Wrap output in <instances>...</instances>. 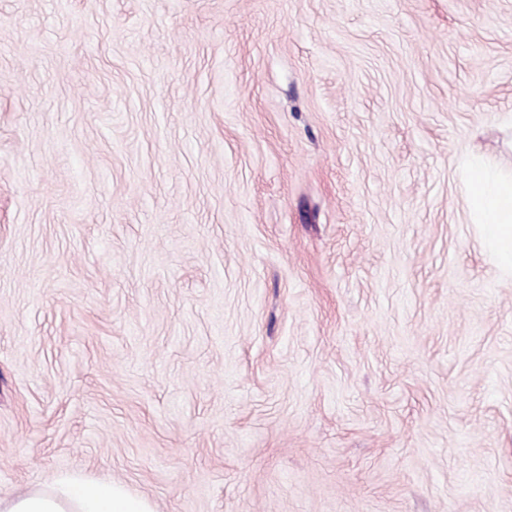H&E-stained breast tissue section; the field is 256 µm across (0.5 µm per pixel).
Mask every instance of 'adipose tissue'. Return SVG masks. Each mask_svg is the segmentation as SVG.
Masks as SVG:
<instances>
[{
	"label": "adipose tissue",
	"instance_id": "ef3b65f1",
	"mask_svg": "<svg viewBox=\"0 0 512 512\" xmlns=\"http://www.w3.org/2000/svg\"><path fill=\"white\" fill-rule=\"evenodd\" d=\"M467 202L477 216L496 268L512 276V180L474 164L466 173ZM0 512H153L150 503L114 484H96L81 477H56L47 491L0 500Z\"/></svg>",
	"mask_w": 512,
	"mask_h": 512
}]
</instances>
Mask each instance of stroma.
Returning a JSON list of instances; mask_svg holds the SVG:
<instances>
[{
	"label": "stroma",
	"instance_id": "35a3bbf8",
	"mask_svg": "<svg viewBox=\"0 0 512 512\" xmlns=\"http://www.w3.org/2000/svg\"><path fill=\"white\" fill-rule=\"evenodd\" d=\"M512 0H0V498L512 512ZM466 193L496 268L512 277V177L503 180L487 167L473 164L466 173ZM1 512H153L150 503L115 484H96L81 477H56L48 491L0 499Z\"/></svg>",
	"mask_w": 512,
	"mask_h": 512
}]
</instances>
